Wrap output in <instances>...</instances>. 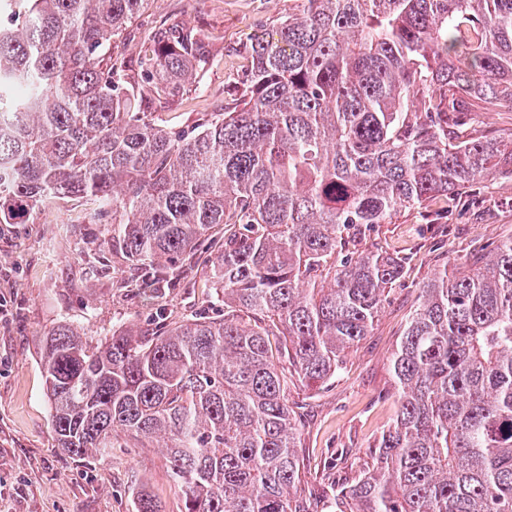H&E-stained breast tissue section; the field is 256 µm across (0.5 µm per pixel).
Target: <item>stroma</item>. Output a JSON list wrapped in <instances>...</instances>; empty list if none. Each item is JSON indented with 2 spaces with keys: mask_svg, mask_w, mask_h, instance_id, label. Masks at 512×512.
I'll list each match as a JSON object with an SVG mask.
<instances>
[{
  "mask_svg": "<svg viewBox=\"0 0 512 512\" xmlns=\"http://www.w3.org/2000/svg\"><path fill=\"white\" fill-rule=\"evenodd\" d=\"M294 0H148L119 51L137 67L151 33L187 25L210 54L198 89L158 106L165 128L190 129L204 112L234 105L250 69L254 35L271 29ZM88 198L58 201L32 224H0V512H135L140 492L162 512H181L161 443L110 448L78 459L57 446L39 363L41 342L67 321L92 344L112 332L148 328L157 312L170 321L223 314L204 274L174 289L126 288L132 272L112 260V227ZM512 236V179L479 182L453 201L405 209L357 240L361 253L398 256L403 278L386 292L374 328L349 350L324 385L288 377V403L300 409L299 495L310 512H341L339 491L371 469V453L396 416L390 360L421 288L444 266L465 262L480 246Z\"/></svg>",
  "mask_w": 512,
  "mask_h": 512,
  "instance_id": "35a3bbf8",
  "label": "stroma"
}]
</instances>
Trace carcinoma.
I'll return each mask as SVG.
<instances>
[{
	"label": "carcinoma",
	"instance_id": "obj_1",
	"mask_svg": "<svg viewBox=\"0 0 512 512\" xmlns=\"http://www.w3.org/2000/svg\"><path fill=\"white\" fill-rule=\"evenodd\" d=\"M147 2L0 0V224L92 197L138 282L178 288L216 247L224 303L95 347L54 327L57 447L160 438L184 512H309L270 337L300 380L335 378L405 269L346 243L512 174V139L461 136L474 104L512 109V0H297L251 42L233 110L178 133L151 106L209 56L173 25L130 82L112 44ZM391 372L397 418L376 467L341 488L349 512H512V237L422 288Z\"/></svg>",
	"mask_w": 512,
	"mask_h": 512
}]
</instances>
